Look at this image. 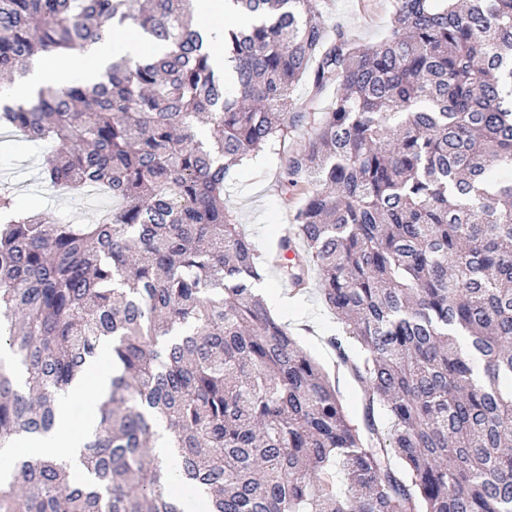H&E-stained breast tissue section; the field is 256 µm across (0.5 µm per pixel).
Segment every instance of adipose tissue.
<instances>
[{
  "label": "adipose tissue",
  "mask_w": 512,
  "mask_h": 512,
  "mask_svg": "<svg viewBox=\"0 0 512 512\" xmlns=\"http://www.w3.org/2000/svg\"><path fill=\"white\" fill-rule=\"evenodd\" d=\"M147 47L141 29L127 24L112 26L102 38L85 49L75 51L70 57L59 60L55 71H48L45 63L33 64L22 78L0 86V94L13 100H33L37 89L57 77L61 81L97 83L119 55L135 57ZM112 380L110 369L92 365L71 386L56 408V426L44 437H30L13 443L9 454L28 460L58 458L70 461L73 472H82L79 451L84 434L92 432L99 421L98 404L107 393Z\"/></svg>",
  "instance_id": "adipose-tissue-1"
}]
</instances>
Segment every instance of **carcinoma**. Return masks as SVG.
Returning a JSON list of instances; mask_svg holds the SVG:
<instances>
[{
	"label": "carcinoma",
	"instance_id": "obj_1",
	"mask_svg": "<svg viewBox=\"0 0 512 512\" xmlns=\"http://www.w3.org/2000/svg\"><path fill=\"white\" fill-rule=\"evenodd\" d=\"M191 5L0 0L5 80L114 23L162 49L0 100V128L48 144L46 182L122 203L75 224L0 193V448L50 433L112 357L88 476L19 460L0 512H184L161 426L210 512H512V0H391L374 45L328 38L322 0H233L228 79ZM302 81L336 97L295 111ZM303 128L280 183L305 201L272 267L224 189ZM270 268L298 292L317 278L345 322L328 343L363 420L253 292Z\"/></svg>",
	"mask_w": 512,
	"mask_h": 512
}]
</instances>
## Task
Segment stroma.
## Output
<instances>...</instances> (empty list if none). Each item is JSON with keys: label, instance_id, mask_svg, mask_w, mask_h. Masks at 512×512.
Returning <instances> with one entry per match:
<instances>
[{"label": "stroma", "instance_id": "stroma-1", "mask_svg": "<svg viewBox=\"0 0 512 512\" xmlns=\"http://www.w3.org/2000/svg\"><path fill=\"white\" fill-rule=\"evenodd\" d=\"M328 27H343L364 44L377 43L388 29L389 0H324ZM41 150L0 130V183L13 195L18 208L36 209L57 217L71 208L70 200L53 199L39 174ZM279 169L273 156L260 157L240 167L224 197V204L255 243L259 252L272 245L276 228L290 224L299 197L285 198L278 187ZM271 291L267 304L278 321L285 323L308 355L328 371L337 372L341 397L354 416L362 414V391L347 371L336 368V354L327 336L342 333L343 324L324 305L317 284L306 294L291 296L287 284L267 273Z\"/></svg>", "mask_w": 512, "mask_h": 512}]
</instances>
